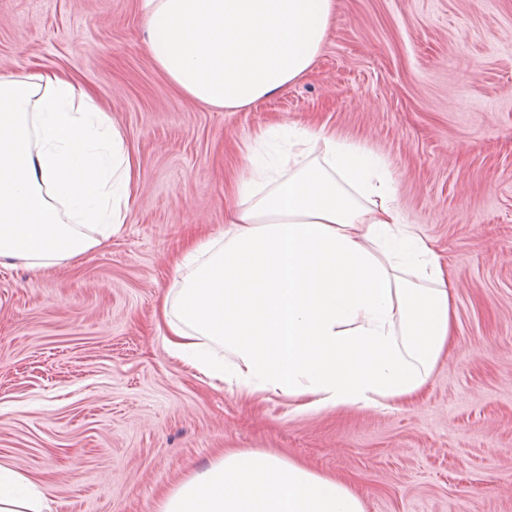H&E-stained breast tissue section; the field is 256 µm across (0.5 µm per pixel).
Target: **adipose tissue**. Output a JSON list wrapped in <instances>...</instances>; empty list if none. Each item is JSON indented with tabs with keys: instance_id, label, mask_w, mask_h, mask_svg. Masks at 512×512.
<instances>
[{
	"instance_id": "adipose-tissue-1",
	"label": "adipose tissue",
	"mask_w": 512,
	"mask_h": 512,
	"mask_svg": "<svg viewBox=\"0 0 512 512\" xmlns=\"http://www.w3.org/2000/svg\"><path fill=\"white\" fill-rule=\"evenodd\" d=\"M150 55L181 91L238 111L312 67L335 0H142ZM247 155L224 226L171 259L157 326L167 354L209 380L309 410L378 408L426 386L454 343L451 283L402 223L387 170L312 126ZM138 167L96 96L53 73L0 74V258L36 269L106 246L135 203ZM0 512H52L0 463ZM156 512H365L351 488L261 452L221 454L163 490Z\"/></svg>"
}]
</instances>
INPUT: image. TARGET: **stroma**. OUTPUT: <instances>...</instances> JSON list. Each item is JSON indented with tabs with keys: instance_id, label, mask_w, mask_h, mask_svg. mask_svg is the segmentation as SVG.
Listing matches in <instances>:
<instances>
[{
	"instance_id": "1",
	"label": "stroma",
	"mask_w": 512,
	"mask_h": 512,
	"mask_svg": "<svg viewBox=\"0 0 512 512\" xmlns=\"http://www.w3.org/2000/svg\"><path fill=\"white\" fill-rule=\"evenodd\" d=\"M335 2L311 70L232 112L157 68L140 0H0V73L93 89L139 164L107 246L40 271L0 258V461L55 512H155L231 450L343 480L365 512H512V0ZM312 116L386 163L448 268L455 345L416 403L306 411L215 388L155 330L168 258L223 225L246 147Z\"/></svg>"
}]
</instances>
